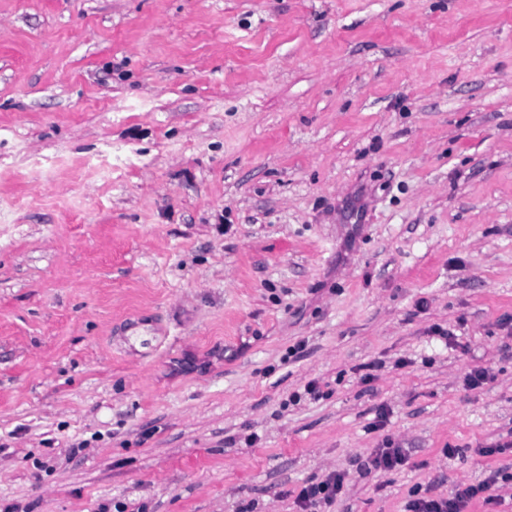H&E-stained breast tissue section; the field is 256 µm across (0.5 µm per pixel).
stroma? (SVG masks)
I'll use <instances>...</instances> for the list:
<instances>
[{
	"instance_id": "35a3bbf8",
	"label": "stroma",
	"mask_w": 512,
	"mask_h": 512,
	"mask_svg": "<svg viewBox=\"0 0 512 512\" xmlns=\"http://www.w3.org/2000/svg\"><path fill=\"white\" fill-rule=\"evenodd\" d=\"M333 473L512 503V0H0V512ZM407 458L402 452V448H377L369 457V460L363 464L365 469L389 471L406 464Z\"/></svg>"
}]
</instances>
